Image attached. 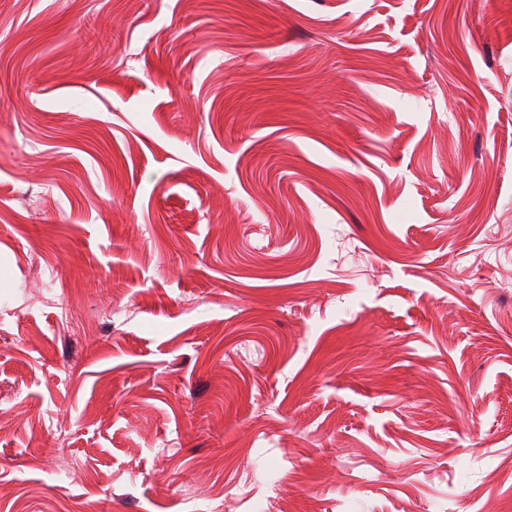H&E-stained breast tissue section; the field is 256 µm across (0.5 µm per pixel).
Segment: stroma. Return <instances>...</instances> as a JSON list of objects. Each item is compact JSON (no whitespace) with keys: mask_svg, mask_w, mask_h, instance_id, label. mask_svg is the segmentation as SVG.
<instances>
[{"mask_svg":"<svg viewBox=\"0 0 512 512\" xmlns=\"http://www.w3.org/2000/svg\"><path fill=\"white\" fill-rule=\"evenodd\" d=\"M512 512V0H0V512Z\"/></svg>","mask_w":512,"mask_h":512,"instance_id":"35a3bbf8","label":"stroma"}]
</instances>
